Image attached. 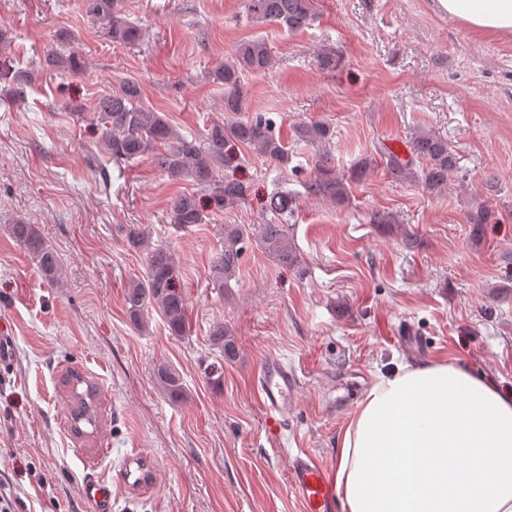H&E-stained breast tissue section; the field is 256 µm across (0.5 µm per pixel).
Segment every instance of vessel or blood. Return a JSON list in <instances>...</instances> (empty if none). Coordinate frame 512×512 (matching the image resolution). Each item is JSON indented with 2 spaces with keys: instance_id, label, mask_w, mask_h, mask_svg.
I'll list each match as a JSON object with an SVG mask.
<instances>
[{
  "instance_id": "vessel-or-blood-1",
  "label": "vessel or blood",
  "mask_w": 512,
  "mask_h": 512,
  "mask_svg": "<svg viewBox=\"0 0 512 512\" xmlns=\"http://www.w3.org/2000/svg\"><path fill=\"white\" fill-rule=\"evenodd\" d=\"M256 378L259 383L258 397L270 423L279 425L294 400L296 377L281 360L269 357L259 363ZM151 482V471L143 455L135 453L121 466L115 484L87 479L84 498L91 512H112L113 486H120L131 494ZM287 484L302 512H335L336 490L333 479L327 468L312 455L302 453L294 457L288 468Z\"/></svg>"
}]
</instances>
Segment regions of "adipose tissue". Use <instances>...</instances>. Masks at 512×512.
Segmentation results:
<instances>
[{"mask_svg":"<svg viewBox=\"0 0 512 512\" xmlns=\"http://www.w3.org/2000/svg\"><path fill=\"white\" fill-rule=\"evenodd\" d=\"M469 29L512 34V0H434ZM344 512H512V394L448 362L379 376L340 439Z\"/></svg>","mask_w":512,"mask_h":512,"instance_id":"ef3b65f1","label":"adipose tissue"}]
</instances>
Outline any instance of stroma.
I'll return each mask as SVG.
<instances>
[{"mask_svg": "<svg viewBox=\"0 0 512 512\" xmlns=\"http://www.w3.org/2000/svg\"><path fill=\"white\" fill-rule=\"evenodd\" d=\"M121 5L143 32L133 48L114 46L84 0H0L16 67L32 68L64 44L82 62L75 74L40 73L24 104L0 107V322L13 353L0 373V484L18 512H89L85 481L114 479L135 452L149 457L155 481L136 495L115 490V512H300L287 486L290 461L305 451L335 470L341 433L376 376L443 360L512 392V36L476 33L432 0H314L313 24L294 33L249 22L244 0ZM254 37L274 62L246 74L248 107L273 120L296 169L241 149L235 174L251 185L247 200L175 229L166 220L172 199L197 186L147 159L113 163L98 127L71 114L131 78L180 134L202 135L224 117V89L205 71ZM328 44L344 58L333 71L315 63ZM308 120L335 127L331 162L340 172L385 146L410 156L417 131L439 132L469 189L487 194L502 223L473 243L457 184L434 196L380 166L350 184L345 204L311 195L313 150L292 136L293 124ZM280 191L295 199L287 223L297 262H278L254 238L235 278L214 288L222 227L268 223L263 204ZM378 211L393 223L372 224ZM18 219L58 253L59 283L14 241ZM124 224L151 227L153 243L174 253L186 336L169 335L154 308L143 328L130 324L124 293L144 274L146 254L127 246ZM219 322L237 353L217 390L204 369ZM406 329L417 343L402 339ZM267 357L297 376L274 429L254 388ZM161 364L180 373L183 403L157 387ZM71 368L97 388V422L82 434L62 383Z\"/></svg>", "mask_w": 512, "mask_h": 512, "instance_id": "1", "label": "stroma"}]
</instances>
